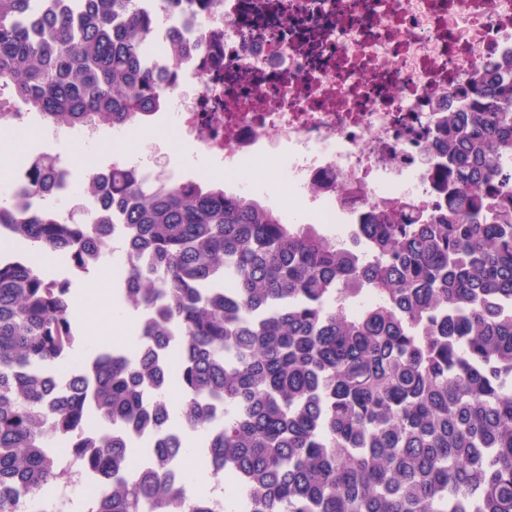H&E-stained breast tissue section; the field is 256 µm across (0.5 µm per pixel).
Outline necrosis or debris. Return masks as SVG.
<instances>
[{
  "instance_id": "4bbe7bcc",
  "label": "necrosis or debris",
  "mask_w": 512,
  "mask_h": 512,
  "mask_svg": "<svg viewBox=\"0 0 512 512\" xmlns=\"http://www.w3.org/2000/svg\"><path fill=\"white\" fill-rule=\"evenodd\" d=\"M174 26L176 139L228 176L286 160L289 203L336 242L369 213L447 209L438 122L478 73L512 74V0H219L156 39Z\"/></svg>"
}]
</instances>
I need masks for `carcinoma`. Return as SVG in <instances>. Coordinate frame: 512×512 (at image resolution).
<instances>
[{
  "label": "carcinoma",
  "instance_id": "carcinoma-1",
  "mask_svg": "<svg viewBox=\"0 0 512 512\" xmlns=\"http://www.w3.org/2000/svg\"><path fill=\"white\" fill-rule=\"evenodd\" d=\"M171 0H0V134L25 113L74 128L143 124L162 111L176 71L152 58ZM451 112L448 213L356 225L338 246L258 200L184 178L152 185L135 168L86 174L100 221L0 203V512H63L42 497L79 477L99 491L84 512H213L188 507L187 430L214 477L237 488L229 512H512V79L479 77ZM26 191L65 179L37 154ZM122 239V304L139 346L89 347L57 397L43 375L73 359V282L31 261L41 246L77 278ZM370 294L374 300L361 305ZM183 397L173 405L170 384ZM167 429L132 443L118 425Z\"/></svg>",
  "mask_w": 512,
  "mask_h": 512
}]
</instances>
